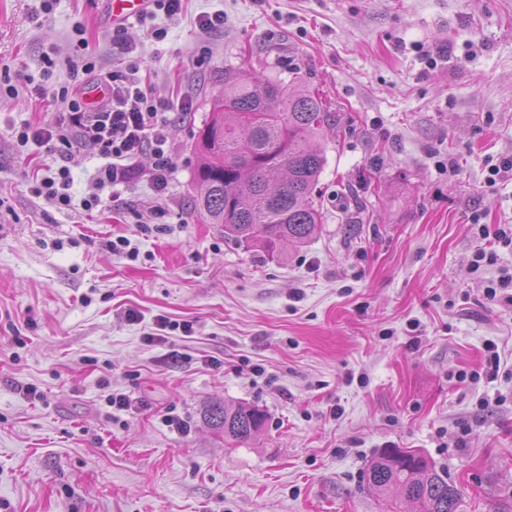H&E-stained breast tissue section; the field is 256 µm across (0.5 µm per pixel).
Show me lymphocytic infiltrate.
<instances>
[{
	"label": "lymphocytic infiltrate",
	"mask_w": 512,
	"mask_h": 512,
	"mask_svg": "<svg viewBox=\"0 0 512 512\" xmlns=\"http://www.w3.org/2000/svg\"><path fill=\"white\" fill-rule=\"evenodd\" d=\"M106 95L96 111H89L78 86L61 87L57 93L60 109L53 122H23L15 130L20 145L35 144L49 151L65 153L80 147L92 150L103 164L93 177L95 191L82 199L83 208H97L100 192H118L133 180L147 177L157 192L168 187L172 159L167 142L172 127V112L189 114L193 102L188 98L175 101L158 99L148 93L135 70H112L101 74ZM151 154L154 165L142 172L136 160Z\"/></svg>",
	"instance_id": "lymphocytic-infiltrate-1"
}]
</instances>
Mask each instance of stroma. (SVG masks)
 <instances>
[{"label": "stroma", "mask_w": 512, "mask_h": 512, "mask_svg": "<svg viewBox=\"0 0 512 512\" xmlns=\"http://www.w3.org/2000/svg\"><path fill=\"white\" fill-rule=\"evenodd\" d=\"M36 5L0 0V512H416L368 489L384 448L426 455L459 512H512V304L485 296L512 246L472 266L476 223L512 225V180L485 181L512 156V0H185L121 45L101 0ZM214 10L223 29L202 33ZM81 61L192 99L166 194L141 180L84 210L88 150L65 161L71 209L32 193L62 161L14 128L51 122ZM229 73L296 77L336 115L323 222L278 255L193 208L195 140ZM118 236L136 259L108 250ZM160 315L193 335L155 341ZM214 402L258 407L263 431L226 442Z\"/></svg>", "instance_id": "obj_1"}]
</instances>
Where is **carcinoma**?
Returning <instances> with one entry per match:
<instances>
[{"instance_id":"obj_1","label":"carcinoma","mask_w":512,"mask_h":512,"mask_svg":"<svg viewBox=\"0 0 512 512\" xmlns=\"http://www.w3.org/2000/svg\"><path fill=\"white\" fill-rule=\"evenodd\" d=\"M335 124L315 91L237 79L232 93L212 102L199 131L195 211L246 248L259 246L274 255L287 241L305 243L322 223L312 190L326 157L316 142ZM205 417L237 444L254 439L266 422V414L249 405L215 403ZM366 481L379 495L399 489L419 512H458L460 491L417 450L382 449Z\"/></svg>"}]
</instances>
